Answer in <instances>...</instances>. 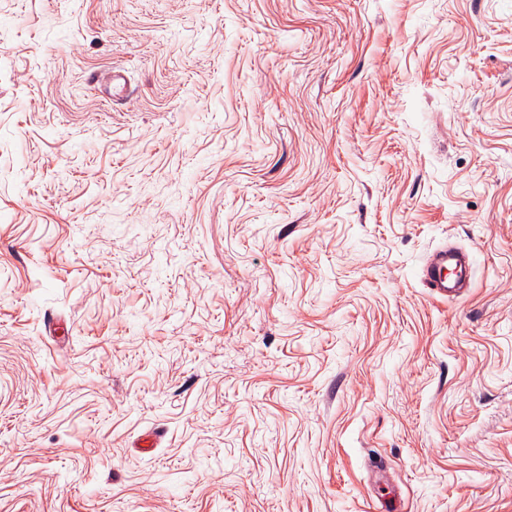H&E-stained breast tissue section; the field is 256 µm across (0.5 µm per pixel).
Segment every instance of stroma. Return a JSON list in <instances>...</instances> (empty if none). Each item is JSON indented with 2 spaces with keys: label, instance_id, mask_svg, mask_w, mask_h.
Here are the masks:
<instances>
[{
  "label": "stroma",
  "instance_id": "obj_1",
  "mask_svg": "<svg viewBox=\"0 0 512 512\" xmlns=\"http://www.w3.org/2000/svg\"><path fill=\"white\" fill-rule=\"evenodd\" d=\"M387 487L512 512V0H0V512ZM458 253L447 247L437 249L431 260L423 267L422 281L426 288L432 293L441 295L457 296L463 290L462 287L456 288V281L452 282L449 278L451 274H456L455 268L452 269L453 261L458 257Z\"/></svg>",
  "mask_w": 512,
  "mask_h": 512
}]
</instances>
